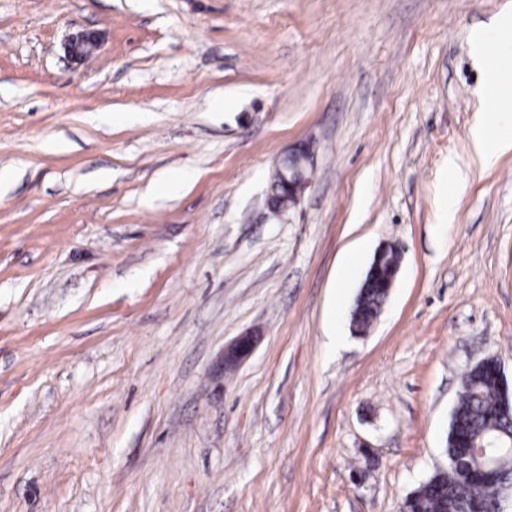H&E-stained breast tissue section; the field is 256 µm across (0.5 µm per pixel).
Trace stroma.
Wrapping results in <instances>:
<instances>
[{
  "label": "stroma",
  "instance_id": "1",
  "mask_svg": "<svg viewBox=\"0 0 512 512\" xmlns=\"http://www.w3.org/2000/svg\"><path fill=\"white\" fill-rule=\"evenodd\" d=\"M508 10L0 0V512H399L447 467L462 374L493 355L512 382V152L483 166L470 140L472 35ZM80 32L99 46L68 62ZM301 144L311 183L273 214ZM277 167L282 178L288 182V186L281 180L278 170L275 169L271 183L272 194L277 201L288 196L279 210L286 213L298 204L302 193L309 185L313 174V159L311 153L291 149L281 157ZM391 248L392 253L398 256V263L393 275L392 266L394 265V258L391 254H387L375 267L367 287L359 290L358 299L355 302L354 314L351 317V327L353 332L357 335H365L372 324L377 320L389 297L387 296V285L389 284L388 295L394 286L400 267L401 254L397 247L391 245ZM255 346L253 336H240L230 343L224 353V366L234 369L243 363L252 353Z\"/></svg>",
  "mask_w": 512,
  "mask_h": 512
}]
</instances>
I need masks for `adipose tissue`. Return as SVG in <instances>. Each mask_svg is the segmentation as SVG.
I'll list each match as a JSON object with an SVG mask.
<instances>
[{"label":"adipose tissue","instance_id":"adipose-tissue-1","mask_svg":"<svg viewBox=\"0 0 512 512\" xmlns=\"http://www.w3.org/2000/svg\"><path fill=\"white\" fill-rule=\"evenodd\" d=\"M474 49L480 56L491 55L502 65L512 66V12L501 15L493 30L477 31ZM486 95L490 117L471 131L475 154L484 165L512 151V88L494 83Z\"/></svg>","mask_w":512,"mask_h":512}]
</instances>
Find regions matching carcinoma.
I'll list each match as a JSON object with an SVG mask.
<instances>
[{"mask_svg":"<svg viewBox=\"0 0 512 512\" xmlns=\"http://www.w3.org/2000/svg\"><path fill=\"white\" fill-rule=\"evenodd\" d=\"M394 258L385 255L367 287L359 290L351 327L364 335L377 320L387 296ZM486 434L512 439V392L491 364L473 366L462 379V390L449 425L448 469L430 476L408 498L409 512H486L512 490V450L473 448Z\"/></svg>","mask_w":512,"mask_h":512,"instance_id":"cac0c4a2","label":"carcinoma"}]
</instances>
